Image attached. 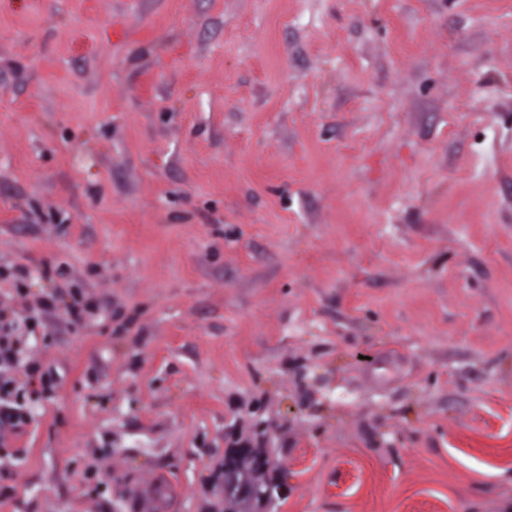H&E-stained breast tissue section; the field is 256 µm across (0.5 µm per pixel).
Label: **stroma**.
Returning a JSON list of instances; mask_svg holds the SVG:
<instances>
[{"label": "stroma", "mask_w": 512, "mask_h": 512, "mask_svg": "<svg viewBox=\"0 0 512 512\" xmlns=\"http://www.w3.org/2000/svg\"><path fill=\"white\" fill-rule=\"evenodd\" d=\"M0 265V512H512V0H0ZM17 268L13 273L10 269H0V281L14 280V292H6L4 300L0 298V490L2 480L10 476V469L4 461L13 456L9 451V440L22 433L32 422L26 398L30 395L28 387L38 383L39 389L33 394L38 398L52 400L58 388V379L52 366L44 364L27 347V339L36 338L37 330L45 329L41 314L55 309L59 295L49 293L34 302L28 299L25 288H19L17 281L23 274ZM12 303L22 306L26 316H20ZM26 339L23 340V337ZM18 373H23L27 381H18ZM71 302L66 304V314L74 323H80L97 314V304L79 291L70 290ZM266 449L265 454H259L257 448L250 447H237L232 448L226 455L224 472L221 470L220 474L217 476V479L222 477L224 485L222 490L224 491L225 500H231L232 502L237 503H253L255 501H259L262 505L268 504L273 500L274 492L272 484L268 489H263L258 485L250 482L246 478L238 477L234 472V468L232 465V459L241 455H256L259 454V459L261 463L268 467H273L277 465V461L275 457L269 453L268 448ZM268 462V464H266Z\"/></svg>", "instance_id": "35a3bbf8"}]
</instances>
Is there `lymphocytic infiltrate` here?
<instances>
[{
	"label": "lymphocytic infiltrate",
	"mask_w": 512,
	"mask_h": 512,
	"mask_svg": "<svg viewBox=\"0 0 512 512\" xmlns=\"http://www.w3.org/2000/svg\"><path fill=\"white\" fill-rule=\"evenodd\" d=\"M59 295L49 293L29 300L25 289L15 288L0 298V481L10 470L9 440L33 421L27 407L29 393L53 399L58 379L52 366L44 364L27 346V337L42 328V314L56 308Z\"/></svg>",
	"instance_id": "f902f5d3"
}]
</instances>
